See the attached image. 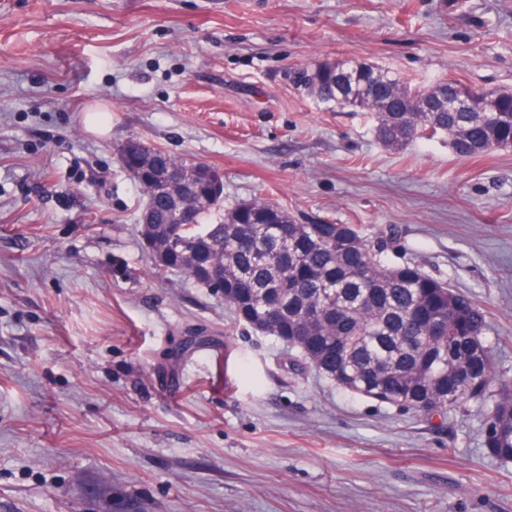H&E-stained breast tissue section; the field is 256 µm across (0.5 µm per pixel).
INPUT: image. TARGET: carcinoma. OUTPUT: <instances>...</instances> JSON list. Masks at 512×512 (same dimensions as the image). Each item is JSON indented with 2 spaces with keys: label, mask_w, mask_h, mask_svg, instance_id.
I'll use <instances>...</instances> for the list:
<instances>
[{
  "label": "carcinoma",
  "mask_w": 512,
  "mask_h": 512,
  "mask_svg": "<svg viewBox=\"0 0 512 512\" xmlns=\"http://www.w3.org/2000/svg\"><path fill=\"white\" fill-rule=\"evenodd\" d=\"M337 70L299 69L293 79L323 103L370 112L378 140L390 149L438 135L461 158L512 147V93L458 81L413 89L371 65L374 102L352 103L339 91ZM444 88L470 101L495 95L496 111H415ZM120 158L141 174L155 161L186 173V198L144 187L152 223L139 232L151 242L158 271L223 297L236 321L288 342L350 393L426 415L475 408L488 454L512 461V378L496 369L486 311L418 265L392 260L395 235L372 240L355 224H299L258 200L213 206L218 170L137 140L122 146ZM186 202L194 220L179 224L176 211Z\"/></svg>",
  "instance_id": "cac0c4a2"
}]
</instances>
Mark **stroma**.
Instances as JSON below:
<instances>
[{
    "instance_id": "1",
    "label": "stroma",
    "mask_w": 512,
    "mask_h": 512,
    "mask_svg": "<svg viewBox=\"0 0 512 512\" xmlns=\"http://www.w3.org/2000/svg\"><path fill=\"white\" fill-rule=\"evenodd\" d=\"M350 61L512 92V0H0V512H512L479 412L341 389L138 232L131 139L218 169L225 204L397 228L512 377V148L389 150L288 78Z\"/></svg>"
}]
</instances>
